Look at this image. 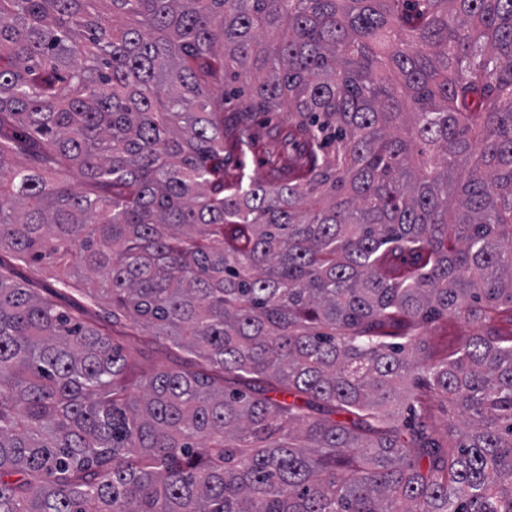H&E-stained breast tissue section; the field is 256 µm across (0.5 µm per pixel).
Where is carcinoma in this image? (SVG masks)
<instances>
[{
    "label": "carcinoma",
    "instance_id": "obj_1",
    "mask_svg": "<svg viewBox=\"0 0 512 512\" xmlns=\"http://www.w3.org/2000/svg\"><path fill=\"white\" fill-rule=\"evenodd\" d=\"M230 67L276 183L224 179ZM503 305L512 0H0V512H512V336L412 349ZM13 262V277L22 283L33 285L32 288H48L53 280L50 278V269L48 266H36L25 264L19 261ZM510 313L497 315L490 325H481L463 317L440 316L423 329L428 344L427 353L432 359H441L458 349L463 340L473 334H485L492 330L501 335H508L511 330ZM431 406L429 422L438 428L442 429L447 424H457L461 420L458 406L450 399H433Z\"/></svg>",
    "mask_w": 512,
    "mask_h": 512
}]
</instances>
